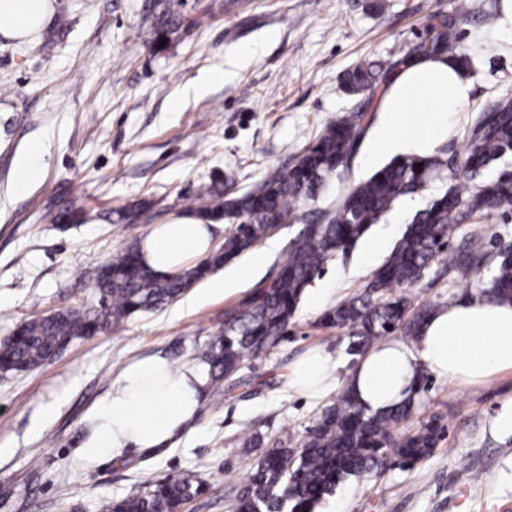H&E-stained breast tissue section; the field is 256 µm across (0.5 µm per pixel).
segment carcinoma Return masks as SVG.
Segmentation results:
<instances>
[{
  "mask_svg": "<svg viewBox=\"0 0 512 512\" xmlns=\"http://www.w3.org/2000/svg\"><path fill=\"white\" fill-rule=\"evenodd\" d=\"M468 6L436 13L424 35L384 62L368 61L344 74L345 89L361 97L355 107L325 126L303 151L284 165L269 170L250 189L233 186L229 175L215 180L186 199L183 214L215 224L232 225L222 243L184 272L158 275L142 263L135 247L116 251L99 268L94 288L97 305L56 310L21 323L0 346V373L34 369L64 350L72 340L93 336L120 325L133 314L148 313L175 301L189 287L224 264L249 253L268 237L274 224H299L273 278L251 290L224 313V327L211 337L203 353L211 380L221 385L240 371L244 362L278 345L305 289L337 253L355 246L369 227L405 196L418 195L435 181L449 183L420 210L409 230L374 271L366 291L329 309L322 322L351 330L348 352L360 356L385 336L397 331L418 342L429 310L409 313L407 293L433 262L468 277L479 272L485 256L464 241L445 250L451 225L489 211L512 213V169L487 178L495 161L512 156V98L503 97L481 109L470 129L463 157L448 158L445 150L422 157L393 159L368 178L354 182L336 200L313 213L301 211L315 201L329 177L349 169L370 121L373 93L413 57L445 56L462 67L467 56L456 52L455 27ZM178 24L164 9L144 31L158 46L169 40ZM146 211L137 203L116 211V222L134 223ZM83 213L68 205L54 216L58 224H79ZM497 259L483 292L491 299L512 303V242L496 247ZM416 407L410 397L394 407L372 412L350 390L327 408L297 448L286 438L265 441L257 433L244 440L247 448L262 449L238 492L233 512H314L316 506L352 476L369 475L387 467L409 468L437 447L442 427L433 419L395 436ZM206 490L196 472L148 478L141 490L112 501L108 512H182L183 506Z\"/></svg>",
  "mask_w": 512,
  "mask_h": 512,
  "instance_id": "cac0c4a2",
  "label": "carcinoma"
}]
</instances>
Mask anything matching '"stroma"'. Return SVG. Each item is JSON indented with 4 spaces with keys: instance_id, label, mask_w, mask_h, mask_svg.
I'll list each match as a JSON object with an SVG mask.
<instances>
[{
    "instance_id": "35a3bbf8",
    "label": "stroma",
    "mask_w": 512,
    "mask_h": 512,
    "mask_svg": "<svg viewBox=\"0 0 512 512\" xmlns=\"http://www.w3.org/2000/svg\"><path fill=\"white\" fill-rule=\"evenodd\" d=\"M456 0H165L179 24L162 49L141 36L154 0H65L69 26L47 39L0 36V344L21 322L88 305L99 267L181 214L185 198L224 175L238 187L287 163L354 99L341 77L357 64L384 61L422 35L430 15ZM457 27L474 79L463 119L444 145L463 155L470 127L486 103L512 97V28L485 22L490 0H470ZM42 145L43 174L25 191L17 168ZM149 202L146 219L106 221L108 211ZM426 196L398 201L347 253L324 266L303 295L288 334L247 360L221 389H209L195 431L177 447L128 451L90 464L79 454L85 415L126 361L155 351L174 365L200 359L226 309L271 278L297 225L277 233V250L230 292L191 287L199 303L178 298L119 327L74 339L36 369L0 374V512H107L112 500L144 477L199 473L207 490L183 512H232L238 485L258 449L241 439L285 434L303 438L335 394L312 399L288 391L283 375L306 352L336 357L338 375L357 362L347 329L321 325L322 314L357 295L375 263L362 259L368 241L392 251ZM75 203L86 220L54 223ZM479 235L512 239V216L490 213L454 225L449 241ZM474 277L435 263L412 288L414 305L433 309L475 294ZM418 412L406 427L438 418L445 437L413 468L349 478L316 512H512V436L494 423L512 408V371L482 386L448 383L423 372Z\"/></svg>"
}]
</instances>
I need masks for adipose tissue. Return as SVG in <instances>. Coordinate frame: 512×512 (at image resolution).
<instances>
[{
	"label": "adipose tissue",
	"instance_id": "ef3b65f1",
	"mask_svg": "<svg viewBox=\"0 0 512 512\" xmlns=\"http://www.w3.org/2000/svg\"><path fill=\"white\" fill-rule=\"evenodd\" d=\"M48 12L49 0H0V35L29 37L45 26ZM472 89V79L454 60L414 59L394 75L381 101L370 154H433L467 107ZM218 230L190 216L158 224L140 241V255L156 273L172 275L191 259L206 257ZM336 367L329 354L310 353L290 366L285 384L312 395L342 384L377 411L412 396L426 369L456 384L484 383L512 370V303L463 298L433 312L418 343L390 340L371 348L342 381ZM209 380L208 365L195 360L176 368L157 352L128 361L87 413L88 434L80 446L84 460L118 458L130 448L173 447L192 432Z\"/></svg>",
	"mask_w": 512,
	"mask_h": 512
}]
</instances>
